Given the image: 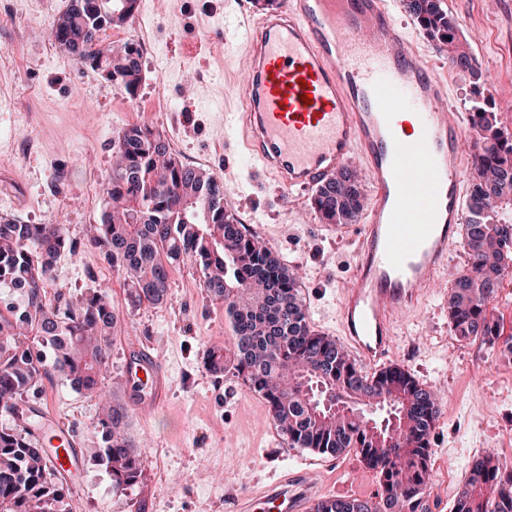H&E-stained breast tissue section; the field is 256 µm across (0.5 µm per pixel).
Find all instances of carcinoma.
Wrapping results in <instances>:
<instances>
[{
  "mask_svg": "<svg viewBox=\"0 0 512 512\" xmlns=\"http://www.w3.org/2000/svg\"><path fill=\"white\" fill-rule=\"evenodd\" d=\"M427 36L452 63L474 69L456 20L442 0H406ZM137 0H71L53 24L55 43L81 63L99 69L135 98L142 80L141 46L121 54L103 50L100 34L127 24ZM475 176L468 195L464 248L471 269L453 280L448 323L463 340L493 343L504 335L492 302L512 268V136L498 127L485 105L471 108ZM120 161L104 183L114 204L89 238L128 283L132 304L168 300L172 270L191 264L214 298L224 301L230 344L202 352L211 373H230L260 395L274 426L294 448L338 456L355 450L375 471L380 491L368 499L325 496L312 512H431L430 434L441 393L409 371L388 369L368 376L334 339L315 333L299 297L297 274L240 224L224 200L223 180L185 164L165 138L147 124L123 132ZM312 205L324 224H348L361 209L356 175L316 189ZM76 243L64 224H21L0 217V285L20 286L23 308L0 312V409L13 425L0 429V512H66L68 482L38 447L29 396L55 376L77 390L107 397L115 313L95 290L81 303H46L57 258ZM351 400L350 411H332L326 398ZM127 406L113 400L97 420L103 437L99 461L112 486L125 490L143 481L145 464L125 433ZM454 512H512V471L495 458L474 462L458 491Z\"/></svg>",
  "mask_w": 512,
  "mask_h": 512,
  "instance_id": "carcinoma-1",
  "label": "carcinoma"
}]
</instances>
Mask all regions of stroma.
Masks as SVG:
<instances>
[{"mask_svg":"<svg viewBox=\"0 0 512 512\" xmlns=\"http://www.w3.org/2000/svg\"><path fill=\"white\" fill-rule=\"evenodd\" d=\"M475 60L474 71L453 66L408 13L391 0L397 21L435 63L448 85V108L468 119L472 103L492 107L512 135V0H442ZM70 0H0V216L23 224L65 220L75 251L61 254L47 287L81 301L95 284L109 286L116 323L107 384L123 398L125 342L138 337L165 363L164 406L150 418L130 413L126 433L147 464L142 483L120 492L96 455L101 406L94 397L55 378L37 399L53 420L74 432L81 465L72 480L70 512H228L232 494L269 484L288 469L315 472L325 495L369 498L379 488L375 471L349 451L336 457L291 447L272 423L264 400L237 377L214 375L202 350L224 346L230 328L224 304L211 298L189 265L171 273V297L160 305L132 306L123 279L87 246L107 207L103 183L112 171L122 132L147 124L177 146L183 162L216 174L237 219L287 269L299 270V292L316 333L338 337L339 293L352 275V234L326 230L311 204L286 201L269 179L250 169L236 143L224 140V115L237 111L228 89L246 76L239 55L224 50L237 39L235 18L255 0H139L133 19L106 30L104 42L154 38L142 56L136 98L81 65L53 43L52 23ZM37 30H29L31 22ZM469 268L464 247L450 255L448 271L414 309L398 315L397 363L444 399L431 433L433 512H452L455 494L475 461L473 449L495 438L494 454L512 450V366L484 358L480 348L448 345V296L453 274Z\"/></svg>","mask_w":512,"mask_h":512,"instance_id":"obj_1","label":"stroma"}]
</instances>
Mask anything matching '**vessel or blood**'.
I'll return each mask as SVG.
<instances>
[{
    "label": "vessel or blood",
    "mask_w": 512,
    "mask_h": 512,
    "mask_svg": "<svg viewBox=\"0 0 512 512\" xmlns=\"http://www.w3.org/2000/svg\"><path fill=\"white\" fill-rule=\"evenodd\" d=\"M247 78L242 106L224 115L256 169L289 194H303L361 157L372 200L360 224L353 273L342 291V340L352 356L393 362L396 313L434 287L460 243L465 219V128L441 111L448 88L386 0H283L252 12L239 35ZM311 101H304V94ZM128 403L159 409L164 363L132 342L125 357ZM77 437L58 429L49 458L73 476ZM319 489L304 469L255 485L234 512H310Z\"/></svg>",
    "instance_id": "1"
}]
</instances>
